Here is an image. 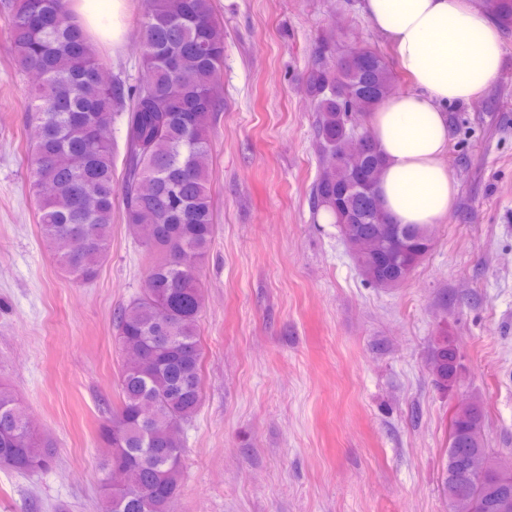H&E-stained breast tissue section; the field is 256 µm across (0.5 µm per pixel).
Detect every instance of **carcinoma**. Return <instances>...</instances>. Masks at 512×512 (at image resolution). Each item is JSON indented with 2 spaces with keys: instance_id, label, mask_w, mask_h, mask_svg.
I'll return each mask as SVG.
<instances>
[{
  "instance_id": "obj_1",
  "label": "carcinoma",
  "mask_w": 512,
  "mask_h": 512,
  "mask_svg": "<svg viewBox=\"0 0 512 512\" xmlns=\"http://www.w3.org/2000/svg\"><path fill=\"white\" fill-rule=\"evenodd\" d=\"M512 24V0H489ZM3 36L17 72L35 73L27 104L35 136L30 180L37 197L41 238L60 269L76 282L92 280L106 261L114 200L141 240L150 264L144 288L114 316L123 360L119 402L100 431L104 479L125 478V498L103 495L100 512H174L182 481L183 443L178 431L195 416L201 397L202 348L198 319L204 296L199 265L207 257L215 222L210 194V131L223 101L215 82L224 66L222 24L213 0H147L139 19L143 80L129 86L110 75L67 0H11ZM316 55L307 91L317 112L324 165L313 207L328 211L365 281L390 288L405 281L432 245L428 225L397 224L374 190L383 167L370 135L354 143V119L390 92L387 66L376 53ZM128 108L122 182L114 172L112 113ZM359 153L352 173L337 157ZM403 248L395 266H383L363 242L391 237ZM430 369L448 387L458 369L448 336L435 338ZM150 402L144 420L141 407ZM463 414L451 427L442 474L449 512H496L498 498L512 497V477L496 472L484 443V415ZM484 456V479L466 474L467 460ZM49 443L34 431L17 396L0 386V467L19 472L47 466Z\"/></svg>"
}]
</instances>
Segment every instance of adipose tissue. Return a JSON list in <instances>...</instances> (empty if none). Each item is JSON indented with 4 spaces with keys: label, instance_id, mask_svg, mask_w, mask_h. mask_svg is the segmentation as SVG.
I'll return each instance as SVG.
<instances>
[{
    "label": "adipose tissue",
    "instance_id": "1",
    "mask_svg": "<svg viewBox=\"0 0 512 512\" xmlns=\"http://www.w3.org/2000/svg\"><path fill=\"white\" fill-rule=\"evenodd\" d=\"M70 9L91 33L121 46L126 0H70ZM360 10L412 84L368 117L383 158L378 198L398 223H436L458 192L445 162L444 107L490 88L504 54L499 23L482 0H360Z\"/></svg>",
    "mask_w": 512,
    "mask_h": 512
}]
</instances>
